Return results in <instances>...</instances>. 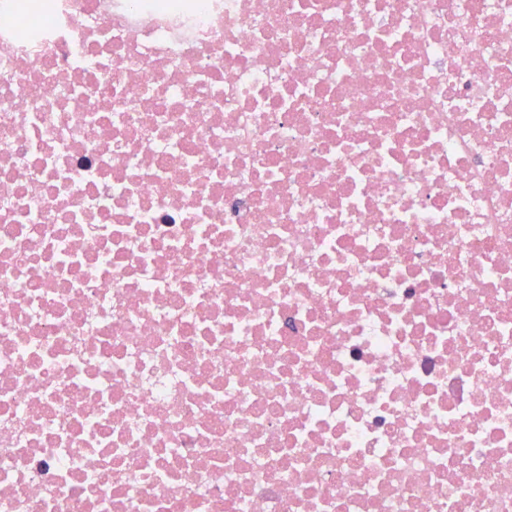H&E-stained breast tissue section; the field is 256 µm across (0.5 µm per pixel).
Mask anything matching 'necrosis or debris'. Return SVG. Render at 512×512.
Instances as JSON below:
<instances>
[{
    "instance_id": "necrosis-or-debris-1",
    "label": "necrosis or debris",
    "mask_w": 512,
    "mask_h": 512,
    "mask_svg": "<svg viewBox=\"0 0 512 512\" xmlns=\"http://www.w3.org/2000/svg\"><path fill=\"white\" fill-rule=\"evenodd\" d=\"M0 512H512V0H0Z\"/></svg>"
}]
</instances>
